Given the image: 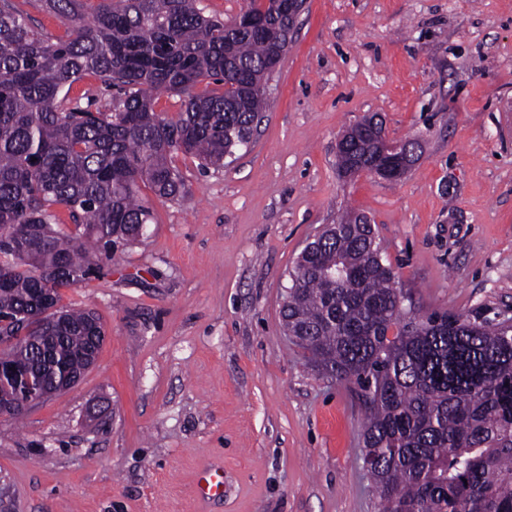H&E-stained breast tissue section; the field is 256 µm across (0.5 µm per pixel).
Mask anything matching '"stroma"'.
I'll return each instance as SVG.
<instances>
[{"mask_svg": "<svg viewBox=\"0 0 512 512\" xmlns=\"http://www.w3.org/2000/svg\"><path fill=\"white\" fill-rule=\"evenodd\" d=\"M251 150L201 169L107 275L61 291L106 338L72 389L0 419V512H376L356 397L284 336L308 239L376 224L414 313L512 317V0H306ZM378 114L418 161L342 178ZM224 469V496L196 492ZM373 117H365L360 122L350 126L343 136L345 143H338L337 159L339 172L344 177H352L351 170L357 158L363 160L364 164L373 171L380 166V154L378 151V138L373 133Z\"/></svg>", "mask_w": 512, "mask_h": 512, "instance_id": "obj_1", "label": "stroma"}]
</instances>
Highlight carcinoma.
Wrapping results in <instances>:
<instances>
[{
	"mask_svg": "<svg viewBox=\"0 0 512 512\" xmlns=\"http://www.w3.org/2000/svg\"><path fill=\"white\" fill-rule=\"evenodd\" d=\"M197 2L45 0L65 26L55 38L0 0V311L21 316L32 336L40 289L58 304L61 289L112 270L147 238L155 216L141 186L182 198L173 154L221 168L263 121L270 60L288 48L264 31L284 25L288 0L275 15L249 0L227 20ZM86 74L123 98L109 111L63 106ZM205 79L224 92H195ZM163 91L185 96L177 116L154 110ZM372 121L337 146L342 176L358 158L380 166ZM60 209L74 228L59 224ZM385 253L363 213L327 225L289 272L284 331L357 395L378 512H512V321L416 316ZM66 313V326L12 348L5 364L36 372L47 389L81 373L105 329L88 310Z\"/></svg>",
	"mask_w": 512,
	"mask_h": 512,
	"instance_id": "carcinoma-1",
	"label": "carcinoma"
}]
</instances>
